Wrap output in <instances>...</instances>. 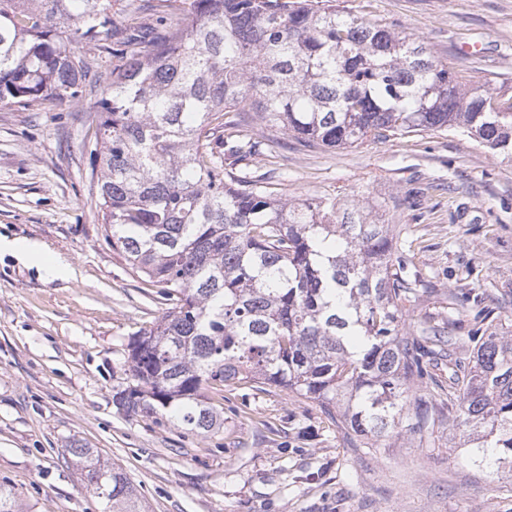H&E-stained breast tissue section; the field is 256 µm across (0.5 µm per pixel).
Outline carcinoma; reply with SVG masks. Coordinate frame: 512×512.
I'll use <instances>...</instances> for the list:
<instances>
[{
	"label": "carcinoma",
	"instance_id": "carcinoma-1",
	"mask_svg": "<svg viewBox=\"0 0 512 512\" xmlns=\"http://www.w3.org/2000/svg\"><path fill=\"white\" fill-rule=\"evenodd\" d=\"M117 0H0V106L74 104L114 46L90 165L103 237L170 307L127 346V416L224 428L207 391L280 387L318 404L350 440L431 441L443 419L489 482L512 472V331L448 335L406 275L401 229L354 200L288 199L244 171L261 141L225 136L243 112L310 148L457 129L512 163V98L468 85L424 43L336 0H158L132 26ZM165 34H156L157 27ZM431 383L438 393L415 387ZM110 512H140L123 470L66 449Z\"/></svg>",
	"mask_w": 512,
	"mask_h": 512
}]
</instances>
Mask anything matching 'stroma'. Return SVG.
<instances>
[{
    "instance_id": "obj_1",
    "label": "stroma",
    "mask_w": 512,
    "mask_h": 512,
    "mask_svg": "<svg viewBox=\"0 0 512 512\" xmlns=\"http://www.w3.org/2000/svg\"><path fill=\"white\" fill-rule=\"evenodd\" d=\"M405 31L473 85L512 97V0H345ZM78 103L51 112L0 107V237L32 241L63 279L0 253V486L22 512H104L66 454L80 442L120 466L147 512H512V479L486 481L441 422L431 447L402 434L357 448L313 402L274 388L225 393L224 428L184 430L126 416L113 396L127 345L168 306L103 240L94 207L96 102L119 58L98 51ZM274 195L353 198L404 230L420 311L454 335L479 305L512 315V163L453 130L315 149L293 138L256 157Z\"/></svg>"
}]
</instances>
